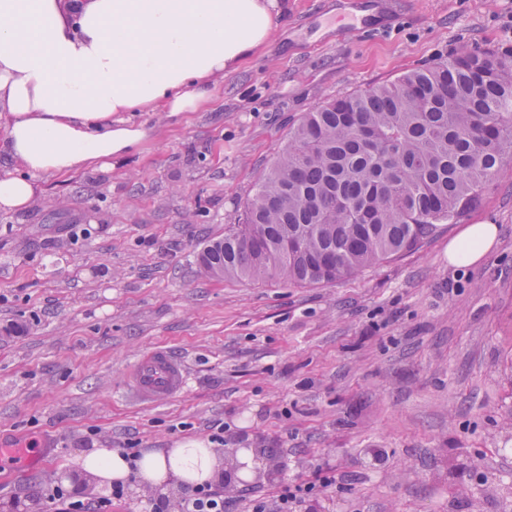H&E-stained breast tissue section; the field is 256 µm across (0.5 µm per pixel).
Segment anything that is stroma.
Listing matches in <instances>:
<instances>
[{"label":"stroma","instance_id":"obj_1","mask_svg":"<svg viewBox=\"0 0 512 512\" xmlns=\"http://www.w3.org/2000/svg\"><path fill=\"white\" fill-rule=\"evenodd\" d=\"M288 0L264 52L108 167L39 176L30 207L0 210V448L49 443L0 467V512H57L55 488L104 493L73 458L89 448L265 450L283 474L227 492L275 512H512V162L469 224L500 235L480 264H448L455 224L329 285L206 277L205 243L238 223L288 133L324 101L462 48L512 58V0ZM179 357L186 391L145 404L124 388L140 356Z\"/></svg>","mask_w":512,"mask_h":512}]
</instances>
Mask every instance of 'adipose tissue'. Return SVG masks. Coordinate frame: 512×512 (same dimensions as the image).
<instances>
[{
    "label": "adipose tissue",
    "mask_w": 512,
    "mask_h": 512,
    "mask_svg": "<svg viewBox=\"0 0 512 512\" xmlns=\"http://www.w3.org/2000/svg\"><path fill=\"white\" fill-rule=\"evenodd\" d=\"M287 11L288 0H0V137L28 172L0 176V208L29 206L34 176L127 154L148 132L126 112L197 110L216 78L268 45ZM498 236L495 224L464 225L448 242L449 265H477ZM76 462L107 487L129 480L179 493L222 478L212 449L194 444L152 449L133 467L112 448Z\"/></svg>",
    "instance_id": "ef3b65f1"
}]
</instances>
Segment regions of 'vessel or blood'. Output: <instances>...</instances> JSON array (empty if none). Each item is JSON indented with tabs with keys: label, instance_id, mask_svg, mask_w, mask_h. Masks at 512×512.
<instances>
[{
	"label": "vessel or blood",
	"instance_id": "vessel-or-blood-1",
	"mask_svg": "<svg viewBox=\"0 0 512 512\" xmlns=\"http://www.w3.org/2000/svg\"><path fill=\"white\" fill-rule=\"evenodd\" d=\"M126 383L138 400L159 402L184 390L186 372L183 364L162 350L143 355L128 371Z\"/></svg>",
	"mask_w": 512,
	"mask_h": 512
}]
</instances>
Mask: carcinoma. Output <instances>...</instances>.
<instances>
[{
	"label": "carcinoma",
	"instance_id": "cac0c4a2",
	"mask_svg": "<svg viewBox=\"0 0 512 512\" xmlns=\"http://www.w3.org/2000/svg\"><path fill=\"white\" fill-rule=\"evenodd\" d=\"M511 160L512 66L461 49L307 113L197 261L212 278L335 283L458 223Z\"/></svg>",
	"mask_w": 512,
	"mask_h": 512
}]
</instances>
